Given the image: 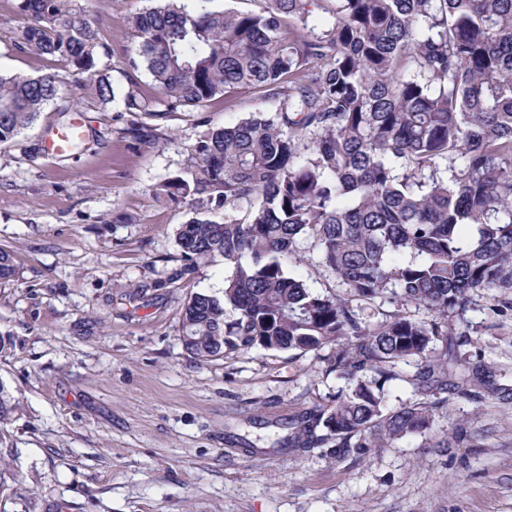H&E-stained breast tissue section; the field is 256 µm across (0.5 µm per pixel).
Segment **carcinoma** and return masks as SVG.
Masks as SVG:
<instances>
[{
	"instance_id": "1",
	"label": "carcinoma",
	"mask_w": 512,
	"mask_h": 512,
	"mask_svg": "<svg viewBox=\"0 0 512 512\" xmlns=\"http://www.w3.org/2000/svg\"><path fill=\"white\" fill-rule=\"evenodd\" d=\"M199 2L122 19L139 38L130 66L158 93L127 92L126 110L163 121L240 90L273 108L201 136L190 177L155 188L193 210L177 234L183 257L220 255L235 268L222 295L185 304L186 350L206 361L336 344L328 369L352 385L295 420L288 445L302 451L332 442L344 457L426 433L446 393L474 399L497 385L480 361L445 381L459 362L454 338H468L448 317L481 292L499 298L498 315L512 312V0H263L258 12ZM17 8L20 48L95 71L104 44L85 10L71 0ZM59 93L53 75L1 74L0 144ZM305 240L343 294L288 275ZM401 254L409 260L392 261ZM389 290L436 318L367 326L360 302ZM413 357L414 385L432 399L388 410L383 385Z\"/></svg>"
}]
</instances>
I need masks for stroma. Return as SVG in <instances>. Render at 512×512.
Wrapping results in <instances>:
<instances>
[{
    "mask_svg": "<svg viewBox=\"0 0 512 512\" xmlns=\"http://www.w3.org/2000/svg\"><path fill=\"white\" fill-rule=\"evenodd\" d=\"M108 45L95 74L17 47L26 18L0 0V72L55 75L60 96L0 145V384L13 411L0 424V512H512V318L493 293L464 314L480 327L460 353L490 366L501 392L450 397L427 436L337 458L325 445L288 448L291 420L347 392L327 369L328 344L308 353L254 350L195 359L181 340L197 292L221 294L223 257L186 269L177 244L190 211L153 189L186 174L208 129L236 124L250 93L219 97L158 125L128 112L138 39L121 17L154 0H72ZM111 82L102 101L94 81ZM85 118L81 149L44 153L51 129ZM149 143H136L130 128ZM314 291L339 293L311 248L286 263Z\"/></svg>",
    "mask_w": 512,
    "mask_h": 512,
    "instance_id": "stroma-1",
    "label": "stroma"
}]
</instances>
